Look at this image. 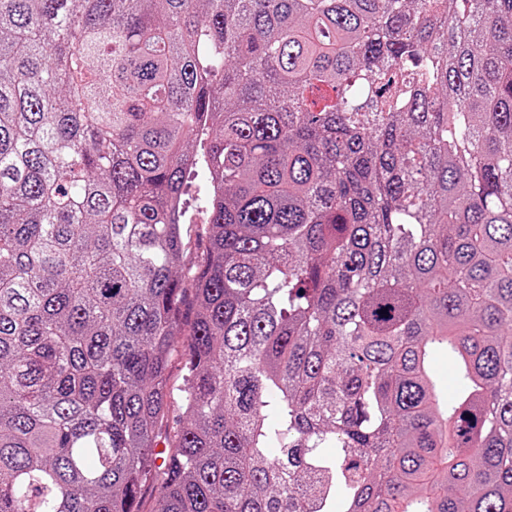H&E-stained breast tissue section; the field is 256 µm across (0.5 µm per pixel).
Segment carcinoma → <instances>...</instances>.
Returning a JSON list of instances; mask_svg holds the SVG:
<instances>
[{"instance_id": "1", "label": "carcinoma", "mask_w": 512, "mask_h": 512, "mask_svg": "<svg viewBox=\"0 0 512 512\" xmlns=\"http://www.w3.org/2000/svg\"><path fill=\"white\" fill-rule=\"evenodd\" d=\"M148 499L512 512V0H0V512ZM434 375L440 389L450 397L457 388L453 373L448 368V356L444 354L437 355L434 363Z\"/></svg>"}]
</instances>
